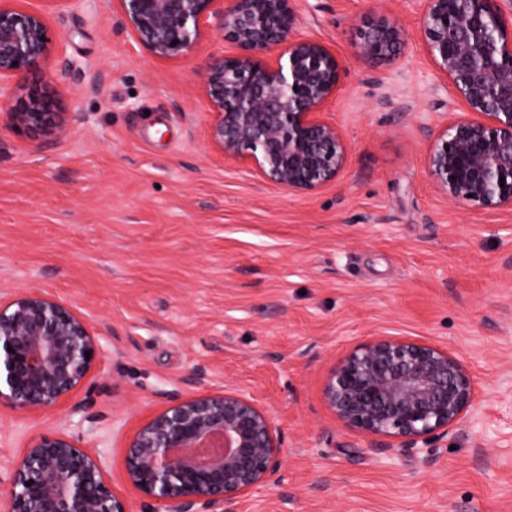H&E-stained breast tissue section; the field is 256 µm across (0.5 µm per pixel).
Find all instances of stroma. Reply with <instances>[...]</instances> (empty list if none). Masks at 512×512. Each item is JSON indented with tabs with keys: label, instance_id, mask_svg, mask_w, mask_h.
Listing matches in <instances>:
<instances>
[{
	"label": "stroma",
	"instance_id": "35a3bbf8",
	"mask_svg": "<svg viewBox=\"0 0 512 512\" xmlns=\"http://www.w3.org/2000/svg\"><path fill=\"white\" fill-rule=\"evenodd\" d=\"M42 12L52 66L81 71L56 89L72 118L57 144L0 115V300L45 291L102 338L96 368L63 404L0 411V484L29 435L98 445L113 489L152 512L123 478L128 436L199 371L269 410L287 479L231 512H512V209L441 197L426 171L432 135L462 106L423 46L420 0H299L301 30L342 63L327 117L349 144L335 182L280 188L210 143L202 89L234 54L205 29L185 57L137 44L112 0ZM406 30L391 60L355 54L360 28ZM419 339L461 357L472 417L423 448L353 429L323 387L352 348Z\"/></svg>",
	"mask_w": 512,
	"mask_h": 512
}]
</instances>
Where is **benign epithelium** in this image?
Instances as JSON below:
<instances>
[{
	"instance_id": "obj_1",
	"label": "benign epithelium",
	"mask_w": 512,
	"mask_h": 512,
	"mask_svg": "<svg viewBox=\"0 0 512 512\" xmlns=\"http://www.w3.org/2000/svg\"><path fill=\"white\" fill-rule=\"evenodd\" d=\"M122 22L153 57L185 56L214 18L239 53L220 57L203 79L210 141L267 181L312 192L335 181L348 146L323 117L340 90L342 64L321 41L297 32L296 0H115ZM424 47L464 106L427 153L437 192L472 208H512V10L503 0H423ZM405 29L382 18L360 34L357 55L390 59ZM43 13L0 0V112L17 131L50 143L70 134L55 100L23 93L49 62ZM88 319L47 292L0 302V407L54 409L80 387L101 354ZM91 352L86 357L85 352ZM463 361L420 340L378 336L334 366L324 400L366 434L415 446L474 409ZM283 444L272 416L233 388L175 394L130 436L124 478L153 512H217L282 484ZM5 512H130L102 452L65 432L32 436L9 469Z\"/></svg>"
}]
</instances>
